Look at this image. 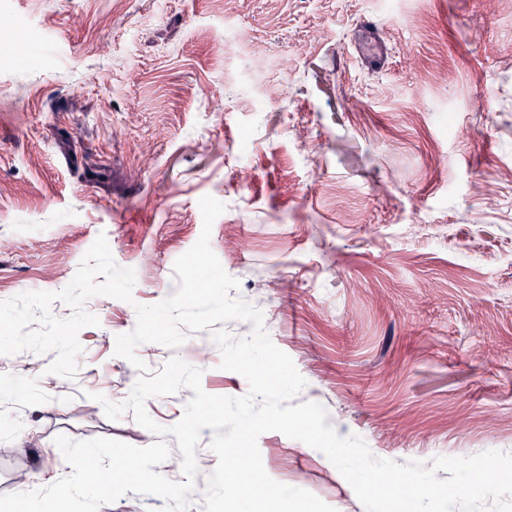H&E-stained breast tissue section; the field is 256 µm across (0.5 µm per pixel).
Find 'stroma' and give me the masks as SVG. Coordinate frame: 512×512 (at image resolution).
<instances>
[{"mask_svg": "<svg viewBox=\"0 0 512 512\" xmlns=\"http://www.w3.org/2000/svg\"><path fill=\"white\" fill-rule=\"evenodd\" d=\"M0 301L57 292L98 235L131 301L86 300L78 370L0 356V495L71 474L55 443L164 440L192 398L149 397L156 437L107 418L177 357L241 397L211 330L115 355L136 305L177 289L201 197L210 247L345 434L404 464L512 452V0H0ZM376 16L375 27L361 24ZM277 431L275 480L364 512L336 468Z\"/></svg>", "mask_w": 512, "mask_h": 512, "instance_id": "35a3bbf8", "label": "stroma"}]
</instances>
